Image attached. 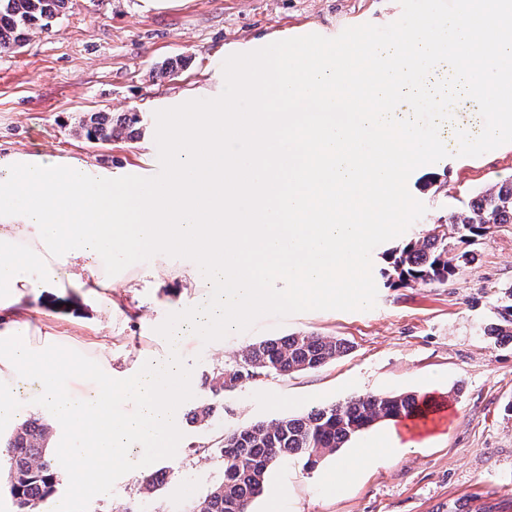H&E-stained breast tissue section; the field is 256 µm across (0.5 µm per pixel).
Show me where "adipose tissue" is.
<instances>
[{
  "label": "adipose tissue",
  "mask_w": 512,
  "mask_h": 512,
  "mask_svg": "<svg viewBox=\"0 0 512 512\" xmlns=\"http://www.w3.org/2000/svg\"><path fill=\"white\" fill-rule=\"evenodd\" d=\"M452 82L483 107L478 133L450 136L468 156L512 126V0H462L455 16L408 21L384 47L268 46L216 87L160 104L177 115L163 184L116 181L76 158H0V419L22 401L50 409L78 483L96 467L146 468V452L163 451L185 384L178 335L163 360L127 371L110 337L65 339L39 310L15 314L38 290H75L108 327L144 251L158 277L194 293L181 324L200 336L271 307L365 305L366 246L407 210L398 174L444 131H420L414 111H441ZM178 252L188 272L167 262Z\"/></svg>",
  "instance_id": "ef3b65f1"
}]
</instances>
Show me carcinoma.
I'll list each match as a JSON object with an SVG mask.
<instances>
[{
	"label": "carcinoma",
	"instance_id": "carcinoma-1",
	"mask_svg": "<svg viewBox=\"0 0 512 512\" xmlns=\"http://www.w3.org/2000/svg\"><path fill=\"white\" fill-rule=\"evenodd\" d=\"M68 0H0V51L10 52L28 41L37 30L44 31L65 9ZM139 122L136 113L112 120L103 112L83 115L76 133L89 141L120 138L130 125ZM512 223V183L486 191L467 208L432 225L427 236L410 242L393 258L399 281L407 286L443 284L454 276L459 263L468 261L469 247L487 236L493 224ZM499 321L486 335L499 340L512 338V288L504 293ZM348 351L334 336L292 334L249 345L235 359L205 379L206 388L222 394L246 382L276 374L317 370ZM426 400L414 394H365L344 403L314 408L300 416L258 422L224 436L218 448L192 449L200 459H224V480L190 505L188 512H248L254 498L264 490L270 469L289 457H301L310 466L336 452L366 426L382 420L415 417ZM50 424L20 418L9 439L5 490L18 512H36L57 480V466L48 448ZM166 473L155 471L141 480L139 494L150 498Z\"/></svg>",
	"mask_w": 512,
	"mask_h": 512
}]
</instances>
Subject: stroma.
Wrapping results in <instances>:
<instances>
[{
  "mask_svg": "<svg viewBox=\"0 0 512 512\" xmlns=\"http://www.w3.org/2000/svg\"><path fill=\"white\" fill-rule=\"evenodd\" d=\"M458 0H181L165 11L142 0H68L49 31L31 34L16 53H0V156L16 151L84 158L114 177L151 178L157 155L168 154L173 113L157 101L216 78L222 66L261 52L277 38L326 43L344 33L383 43L402 24L434 9L451 14ZM188 57L175 74L162 62ZM87 112L138 113L134 139L90 142L74 126ZM512 181V143L490 145L462 159L440 146L404 171L410 210L396 236L368 245L369 301L329 311L270 308L242 324L223 344L183 336L187 392L172 418L171 453L149 455L150 470L170 476L153 499L139 496L141 476L115 471L95 497L83 496L67 475L38 512H186L224 479V462L192 450L241 427L374 394H429L449 399L445 419L421 435L422 445L392 450L367 466L340 493L318 488L337 458H352L358 439L314 468L303 459L277 463L251 512H512V341L493 343L484 329L497 319L500 297L512 288V224L493 225L474 259L444 284L403 285L392 267L395 250L426 236L433 224L487 190ZM138 259L127 314L112 318V356L132 368L144 351L159 350L169 325L194 297L150 272ZM56 310L52 327L65 336L99 338L96 302L74 294ZM346 340L343 356L315 371L275 374L221 395L204 380L239 350L292 333ZM214 406L204 425L195 406Z\"/></svg>",
  "mask_w": 512,
  "mask_h": 512,
  "instance_id": "stroma-1",
  "label": "stroma"
}]
</instances>
